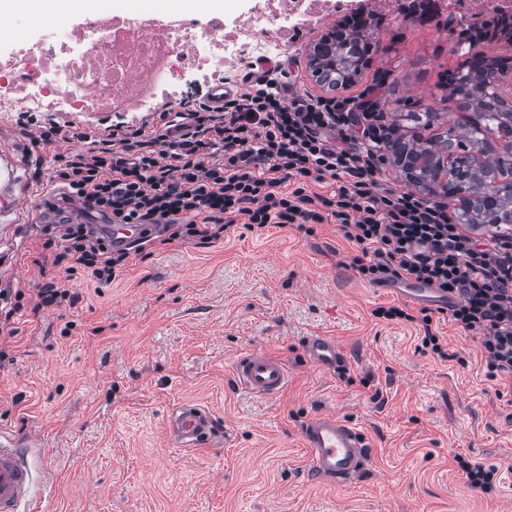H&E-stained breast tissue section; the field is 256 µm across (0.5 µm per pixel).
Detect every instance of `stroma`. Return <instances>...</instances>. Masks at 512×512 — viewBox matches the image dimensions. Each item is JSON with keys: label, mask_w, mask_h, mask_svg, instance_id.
<instances>
[{"label": "stroma", "mask_w": 512, "mask_h": 512, "mask_svg": "<svg viewBox=\"0 0 512 512\" xmlns=\"http://www.w3.org/2000/svg\"><path fill=\"white\" fill-rule=\"evenodd\" d=\"M319 28L288 45V97L371 95L402 140L429 139L467 123L439 83L474 53L512 58V39L455 49L447 31L383 17L373 34L388 51L352 84L329 90L309 77ZM437 111L436 126L401 117L398 101ZM158 111L101 115L0 112V206L60 190L52 152L34 143L35 124L62 129L155 123ZM43 225L27 214L0 218V291L36 295ZM354 246L336 224L250 228L236 224L212 244L156 247L131 257L111 283L60 279L70 295L14 317L0 340V432L38 439L29 461L39 479L36 512H512V393L485 375L481 339L449 312L432 315L449 358L422 346L423 330L374 317L376 308L416 313L418 304L375 288L342 260ZM311 336L345 352L328 373L305 356ZM264 352L288 369V387L263 397L238 387L239 356ZM194 404L212 419L209 442L175 446L167 417ZM333 412L368 443L365 470L344 484L309 468L306 422ZM499 465L492 490L471 487L455 457Z\"/></svg>", "instance_id": "1"}]
</instances>
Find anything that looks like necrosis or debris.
<instances>
[{"instance_id": "obj_1", "label": "necrosis or debris", "mask_w": 512, "mask_h": 512, "mask_svg": "<svg viewBox=\"0 0 512 512\" xmlns=\"http://www.w3.org/2000/svg\"><path fill=\"white\" fill-rule=\"evenodd\" d=\"M244 20L229 23L226 9L203 20L181 16L135 18L105 9L77 33L66 22L47 24L31 42L28 27L0 40V109L30 112H126L158 97L188 91L216 61L278 56L294 35L338 12L381 9L410 15V0H243ZM439 17L488 22L512 15V0H434Z\"/></svg>"}]
</instances>
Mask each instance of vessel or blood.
Returning <instances> with one entry per match:
<instances>
[{"label": "vessel or blood", "mask_w": 512, "mask_h": 512, "mask_svg": "<svg viewBox=\"0 0 512 512\" xmlns=\"http://www.w3.org/2000/svg\"><path fill=\"white\" fill-rule=\"evenodd\" d=\"M30 213L36 224H71L79 219L89 220L116 244L129 243L144 231L143 226L137 224L110 223L105 217L66 200L53 208H31ZM403 291L418 303L437 300L445 307L452 304L451 299L424 285L408 284ZM306 354L314 366L328 372L334 371L341 359L339 347L323 336L309 338ZM235 375L243 389L262 396L278 395L288 384L285 364L265 353L254 352L238 358ZM208 423L204 411L186 405L172 414L169 429L179 446L192 447L202 440ZM304 440L310 468L316 475L344 480L360 470L365 462L367 443L362 433L336 414L315 415L305 427ZM33 483L34 470L22 453L20 443L0 435V512H31L29 502Z\"/></svg>", "instance_id": "vessel-or-blood-1"}]
</instances>
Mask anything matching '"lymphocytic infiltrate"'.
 Segmentation results:
<instances>
[{
  "label": "lymphocytic infiltrate",
  "mask_w": 512,
  "mask_h": 512,
  "mask_svg": "<svg viewBox=\"0 0 512 512\" xmlns=\"http://www.w3.org/2000/svg\"><path fill=\"white\" fill-rule=\"evenodd\" d=\"M160 130L114 126L108 133L39 127L54 148L56 177L71 199L94 204L115 224H148L135 247H120L84 224L48 237L52 265L108 283L131 254L180 241L208 244L233 224L304 229L336 223L358 246L347 265L369 281L423 283L456 294L451 318L480 336L489 378L512 389V235L464 233L446 203L384 183L391 130L360 98L286 99L257 79L223 107L199 102ZM78 140V152H57ZM333 181L330 195L315 185Z\"/></svg>",
  "instance_id": "obj_1"
}]
</instances>
